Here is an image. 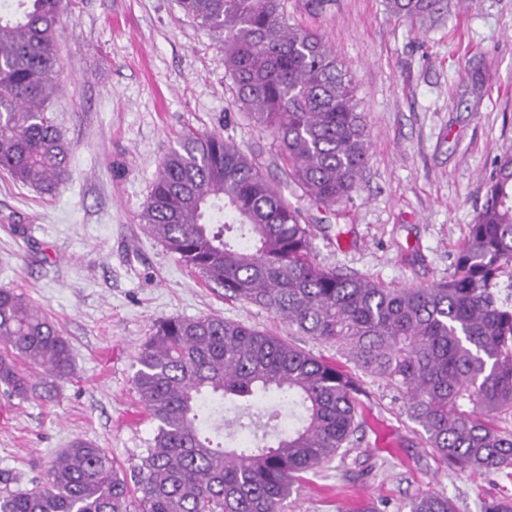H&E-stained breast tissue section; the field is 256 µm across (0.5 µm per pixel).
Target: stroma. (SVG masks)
Masks as SVG:
<instances>
[{
    "label": "stroma",
    "mask_w": 512,
    "mask_h": 512,
    "mask_svg": "<svg viewBox=\"0 0 512 512\" xmlns=\"http://www.w3.org/2000/svg\"><path fill=\"white\" fill-rule=\"evenodd\" d=\"M289 23L332 44L355 89L370 141L357 191L312 209L323 266L387 287L447 278L512 144V0H448L408 22L385 0H282ZM55 124L72 145L71 177L52 196L0 173V288L38 305L71 345L75 371L51 395L0 385V480L28 488L75 439L131 467L155 424L133 389L136 351L154 323L220 316L257 327L346 370L334 345L205 284L138 221L161 159L184 131H214L268 151L232 105L223 43L176 0H64ZM364 424L344 455L308 473L285 512H408L420 495L456 512L512 498V478L448 463L405 413L395 389L360 376Z\"/></svg>",
    "instance_id": "1"
}]
</instances>
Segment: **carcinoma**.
Listing matches in <instances>:
<instances>
[{
  "label": "carcinoma",
  "mask_w": 512,
  "mask_h": 512,
  "mask_svg": "<svg viewBox=\"0 0 512 512\" xmlns=\"http://www.w3.org/2000/svg\"><path fill=\"white\" fill-rule=\"evenodd\" d=\"M224 37L234 104L274 140L246 153L218 133L188 134L160 163L139 223L228 296L262 307L304 336L332 343L395 388L430 447L477 471L512 468V306L493 288L512 278V147L494 159L486 195L453 272L426 287L388 288L316 263L302 202L351 198L370 144L354 88L325 38L288 24L281 0H177ZM446 0H386L405 20ZM62 0L0 3V171L53 195L71 145L49 115ZM0 384L26 397L73 375L74 355L42 309L0 288ZM133 388L156 423L130 471L82 439L30 489H0V512H284L303 475L333 461L363 424L360 389L335 364L266 331L218 316L157 321L136 354ZM234 418L224 421V404ZM248 431L240 448L226 444ZM409 512H456L424 494Z\"/></svg>",
  "instance_id": "cac0c4a2"
}]
</instances>
